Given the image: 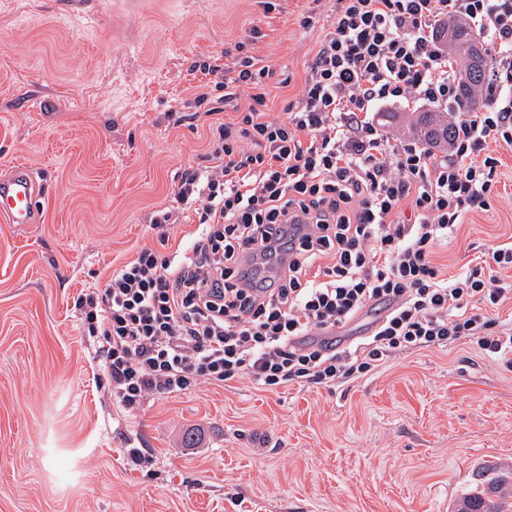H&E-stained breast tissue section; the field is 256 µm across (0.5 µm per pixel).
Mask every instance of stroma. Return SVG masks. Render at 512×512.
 Instances as JSON below:
<instances>
[{"instance_id": "stroma-1", "label": "stroma", "mask_w": 512, "mask_h": 512, "mask_svg": "<svg viewBox=\"0 0 512 512\" xmlns=\"http://www.w3.org/2000/svg\"><path fill=\"white\" fill-rule=\"evenodd\" d=\"M272 2L0 0V175L25 162L46 182L38 223H0V512H454L512 471V366L466 340L331 388L201 383L131 412L97 375L77 296L194 230L150 216L206 152L195 99L220 93L195 64L249 56L282 116L340 6ZM250 101L238 87L219 121ZM489 150L494 194L437 247L444 276L512 244V147Z\"/></svg>"}]
</instances>
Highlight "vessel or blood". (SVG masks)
<instances>
[{"instance_id": "1", "label": "vessel or blood", "mask_w": 512, "mask_h": 512, "mask_svg": "<svg viewBox=\"0 0 512 512\" xmlns=\"http://www.w3.org/2000/svg\"><path fill=\"white\" fill-rule=\"evenodd\" d=\"M41 187L36 169L26 164L13 166L10 175L0 179V220L10 224L37 223Z\"/></svg>"}]
</instances>
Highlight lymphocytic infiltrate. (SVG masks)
Instances as JSON below:
<instances>
[{"label":"lymphocytic infiltrate","mask_w":512,"mask_h":512,"mask_svg":"<svg viewBox=\"0 0 512 512\" xmlns=\"http://www.w3.org/2000/svg\"><path fill=\"white\" fill-rule=\"evenodd\" d=\"M462 18L484 33L493 67L483 111H460L437 35ZM267 75L242 58L230 84L253 87L232 123L214 122L204 166L184 170L176 204L150 222L193 224L163 254L141 247L104 290L80 293V331L113 398L135 410L151 396L249 378L332 386L391 355L469 340L496 360L512 328L492 313L512 299V246L483 268L442 277L436 247L465 214L488 206L499 158L512 146V0H341L297 103L267 118ZM427 101L458 116L445 156L390 144L368 115ZM368 334L326 338L375 306Z\"/></svg>","instance_id":"obj_1"}]
</instances>
